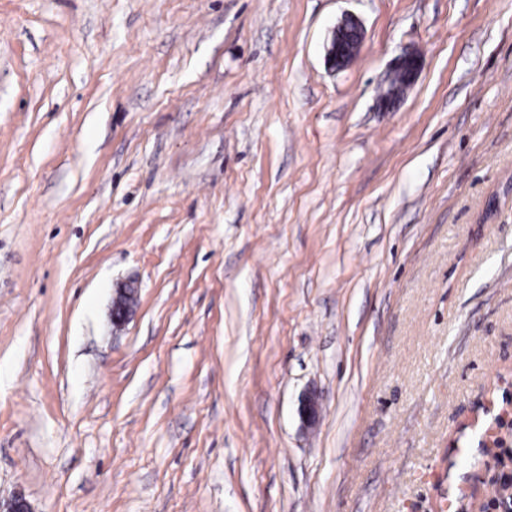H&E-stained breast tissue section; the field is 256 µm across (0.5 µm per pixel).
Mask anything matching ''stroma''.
<instances>
[{
  "mask_svg": "<svg viewBox=\"0 0 512 512\" xmlns=\"http://www.w3.org/2000/svg\"><path fill=\"white\" fill-rule=\"evenodd\" d=\"M453 470L512 512V0H0V500L444 512ZM362 44V28L357 22L348 19L333 31L327 47V61L332 68L343 67L350 58L357 56ZM421 59L419 54L414 51H405L394 59L389 70L392 73L399 72L402 74L403 82L399 75H395L391 81V85L401 83L399 86L391 87L389 92L381 97L382 105L388 110L397 101H399L406 89L412 85L420 71Z\"/></svg>",
  "mask_w": 512,
  "mask_h": 512,
  "instance_id": "35a3bbf8",
  "label": "stroma"
}]
</instances>
